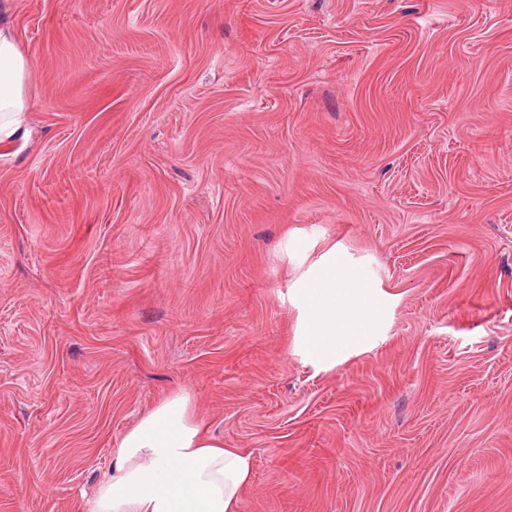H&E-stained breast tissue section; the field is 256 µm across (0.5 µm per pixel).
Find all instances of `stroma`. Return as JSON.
I'll return each mask as SVG.
<instances>
[{
	"label": "stroma",
	"instance_id": "35a3bbf8",
	"mask_svg": "<svg viewBox=\"0 0 512 512\" xmlns=\"http://www.w3.org/2000/svg\"><path fill=\"white\" fill-rule=\"evenodd\" d=\"M0 512H83L173 390L239 512H512V0H0ZM389 298L328 371L293 284ZM30 60L21 49L14 30L0 23V141L13 140L23 129L24 112H29L25 86Z\"/></svg>",
	"mask_w": 512,
	"mask_h": 512
}]
</instances>
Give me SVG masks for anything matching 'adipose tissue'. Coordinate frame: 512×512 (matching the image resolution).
Listing matches in <instances>:
<instances>
[{
    "instance_id": "1",
    "label": "adipose tissue",
    "mask_w": 512,
    "mask_h": 512,
    "mask_svg": "<svg viewBox=\"0 0 512 512\" xmlns=\"http://www.w3.org/2000/svg\"><path fill=\"white\" fill-rule=\"evenodd\" d=\"M29 67L12 27L0 23V141L23 131ZM292 293L300 314L297 352L316 368H333L378 341L386 301L342 256L329 255ZM253 474L251 452L216 439L182 389L121 436L89 512H239Z\"/></svg>"
}]
</instances>
